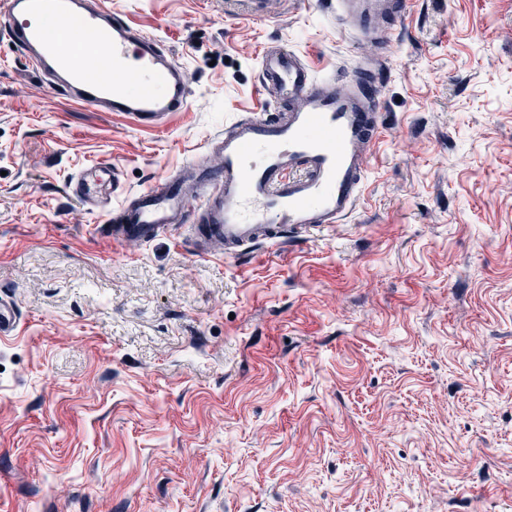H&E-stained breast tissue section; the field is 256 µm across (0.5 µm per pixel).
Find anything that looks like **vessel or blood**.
Segmentation results:
<instances>
[{"label":"vessel or blood","mask_w":512,"mask_h":512,"mask_svg":"<svg viewBox=\"0 0 512 512\" xmlns=\"http://www.w3.org/2000/svg\"><path fill=\"white\" fill-rule=\"evenodd\" d=\"M409 6V0H336L345 28L384 50ZM0 35L77 105L156 126L189 103L188 70L104 0H0ZM384 70L367 60L350 75L322 77L304 55L265 47L260 82L279 93L285 108L235 121L206 143L213 164L187 168L202 187L201 207L169 179L128 196L109 237L120 246L143 245L192 219L203 255L233 256L335 228L362 197L368 158L383 131ZM19 325L15 304L0 297V337Z\"/></svg>","instance_id":"b4317fda"}]
</instances>
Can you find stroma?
Returning a JSON list of instances; mask_svg holds the SVG:
<instances>
[{"mask_svg": "<svg viewBox=\"0 0 512 512\" xmlns=\"http://www.w3.org/2000/svg\"><path fill=\"white\" fill-rule=\"evenodd\" d=\"M192 78L158 127L70 105L0 37V512H512V0H412L390 56L328 0H111ZM268 44L387 58L340 227L237 257L112 244L126 193L274 107ZM20 325L19 314L11 300L0 297V337L13 336Z\"/></svg>", "mask_w": 512, "mask_h": 512, "instance_id": "1", "label": "stroma"}]
</instances>
